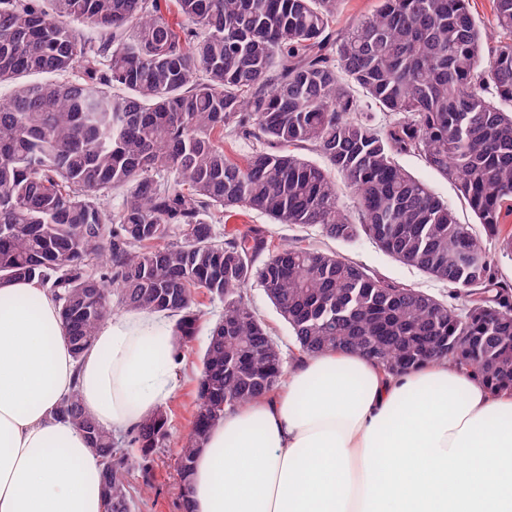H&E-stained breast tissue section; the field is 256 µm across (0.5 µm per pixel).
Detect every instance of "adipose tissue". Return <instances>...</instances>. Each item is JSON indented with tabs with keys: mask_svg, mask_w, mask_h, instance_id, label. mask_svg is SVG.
<instances>
[{
	"mask_svg": "<svg viewBox=\"0 0 512 512\" xmlns=\"http://www.w3.org/2000/svg\"><path fill=\"white\" fill-rule=\"evenodd\" d=\"M174 322H102L74 358L37 282L0 284V512H102V466L54 417L78 391L106 431L172 395ZM194 512H512V395L448 361L388 375L359 353L306 356L225 415L196 457Z\"/></svg>",
	"mask_w": 512,
	"mask_h": 512,
	"instance_id": "1",
	"label": "adipose tissue"
}]
</instances>
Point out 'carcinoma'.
I'll use <instances>...</instances> for the list:
<instances>
[{"mask_svg": "<svg viewBox=\"0 0 512 512\" xmlns=\"http://www.w3.org/2000/svg\"><path fill=\"white\" fill-rule=\"evenodd\" d=\"M340 2L0 0V282L49 287L77 359L114 306L172 318L182 345L203 317L196 298L224 302L178 451L180 512H191L210 429L283 375L277 341L244 298L253 279L300 357L345 349L389 374L446 359L512 388V282L486 246L512 255V0H495L501 38L488 48L469 0H378L345 31ZM226 134L256 142L245 162L225 154ZM408 154L456 185L482 236L397 163ZM109 191L122 196L112 209ZM243 209L366 238L448 283V301L332 251L272 247L257 230L217 237L214 225ZM55 415L100 458L104 512H130L124 449L76 391ZM167 436L158 407L128 445L147 455Z\"/></svg>", "mask_w": 512, "mask_h": 512, "instance_id": "cac0c4a2", "label": "carcinoma"}]
</instances>
